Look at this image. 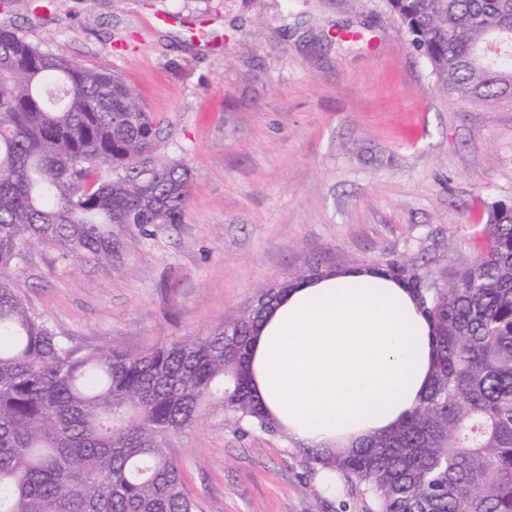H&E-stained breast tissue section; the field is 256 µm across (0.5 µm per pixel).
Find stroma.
<instances>
[{
    "label": "stroma",
    "mask_w": 512,
    "mask_h": 512,
    "mask_svg": "<svg viewBox=\"0 0 512 512\" xmlns=\"http://www.w3.org/2000/svg\"><path fill=\"white\" fill-rule=\"evenodd\" d=\"M55 3L35 16L15 0L0 23L120 73L155 118L154 159L193 173L180 223L126 228L112 263L37 248L16 272L27 307L73 347L208 332L314 263L447 269L477 252L487 208L512 203V99L442 91L386 0ZM166 448L196 512L374 508L350 483L322 490L287 435L219 413Z\"/></svg>",
    "instance_id": "stroma-1"
}]
</instances>
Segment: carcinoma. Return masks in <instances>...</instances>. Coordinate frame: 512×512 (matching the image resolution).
Returning <instances> with one entry per match:
<instances>
[{
    "instance_id": "1",
    "label": "carcinoma",
    "mask_w": 512,
    "mask_h": 512,
    "mask_svg": "<svg viewBox=\"0 0 512 512\" xmlns=\"http://www.w3.org/2000/svg\"><path fill=\"white\" fill-rule=\"evenodd\" d=\"M440 87L512 98V0H389ZM157 128L119 74L0 26V512H195L165 438L218 410L281 433L251 385L249 348L315 264L204 335L148 350H76L31 312L13 275L30 249L112 262L122 225L177 224L191 172L151 155ZM437 353L423 404L348 453L306 462L364 485L377 512H512V205L482 247L434 274L391 260Z\"/></svg>"
}]
</instances>
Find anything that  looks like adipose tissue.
<instances>
[{"mask_svg":"<svg viewBox=\"0 0 512 512\" xmlns=\"http://www.w3.org/2000/svg\"><path fill=\"white\" fill-rule=\"evenodd\" d=\"M433 359L410 290L365 267L290 289L249 351L252 383L289 437L338 450L405 420L428 390Z\"/></svg>","mask_w":512,"mask_h":512,"instance_id":"obj_1","label":"adipose tissue"}]
</instances>
